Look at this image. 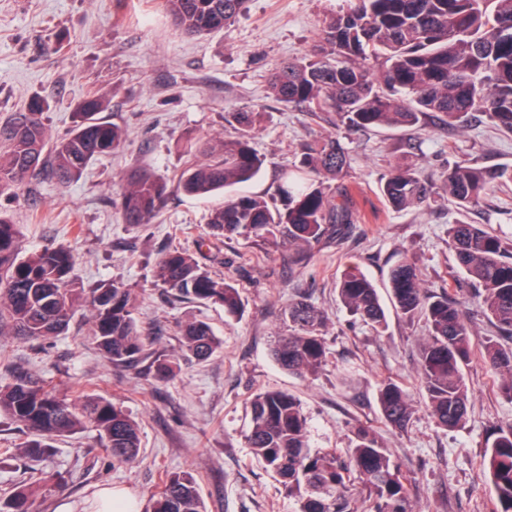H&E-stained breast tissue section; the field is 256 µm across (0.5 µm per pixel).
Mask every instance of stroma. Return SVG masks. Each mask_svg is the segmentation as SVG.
I'll use <instances>...</instances> for the list:
<instances>
[{"label":"stroma","instance_id":"obj_1","mask_svg":"<svg viewBox=\"0 0 512 512\" xmlns=\"http://www.w3.org/2000/svg\"><path fill=\"white\" fill-rule=\"evenodd\" d=\"M341 4L247 0L223 31L189 37L174 24L164 0H0V121L40 96L49 103L51 135L62 136L78 103L99 93L108 100L101 119L126 131L120 150L92 161L76 183L60 184L47 169L0 192V216L17 225L20 254L65 246L85 287L119 280L133 288L149 351L178 353L179 326L192 320L208 322L223 341L208 360L181 359L176 377L162 379L145 362L129 368L108 362L90 339L86 306L62 336H0V357L18 374L72 400L104 396L141 427L140 457L133 464L113 462L91 429L56 439L33 458L22 447L26 428L2 416L0 496L39 472L45 482L34 512H99L110 491L124 492L136 512H149L164 475L190 469L206 512H294L293 500L244 439L252 397L282 389L301 400L311 447L346 452L354 429L370 427L406 475L416 512H494L482 456L492 427L512 424V401L500 393L480 354L493 329L477 316L471 288L463 290L474 349L464 369L467 422L444 430L419 401L400 431L383 419L377 390L393 378L418 393L426 326L391 307L382 330L352 321L336 283L349 265H357L385 300L392 268L408 259L420 269L427 291L439 292L457 275L449 224H480L512 239L511 188L492 192L461 214L448 205L394 211L379 194L383 175L405 162L433 181L458 160L510 165L512 137L497 134L477 114L454 130L426 115L413 127L348 133L335 116L279 102L269 90L272 71L307 53ZM228 107L260 114L253 146L264 166L245 185L246 193L280 205L279 178L301 145L337 135L351 156L348 181L362 216L343 239L305 254L279 241L235 237L225 239L220 254L199 253L201 263L235 279L245 311L234 318L221 306L179 297L161 284L155 268L171 247L192 250L208 236V215L223 196L171 193L148 224L125 223L118 207L130 171L172 183L189 164L186 144L235 139L237 127L224 121ZM300 296L330 316L327 363L305 379L280 369L270 354L286 306Z\"/></svg>","mask_w":512,"mask_h":512}]
</instances>
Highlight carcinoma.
<instances>
[{
  "label": "carcinoma",
  "instance_id": "carcinoma-1",
  "mask_svg": "<svg viewBox=\"0 0 512 512\" xmlns=\"http://www.w3.org/2000/svg\"><path fill=\"white\" fill-rule=\"evenodd\" d=\"M347 8L331 17L320 44L281 65L270 90L286 105L338 116L349 131L414 126L419 117L438 113L450 127L480 112L490 128L512 135V0H344ZM246 0H165L176 24L187 34L202 36L221 30L241 12ZM102 95L89 97L74 112V128L50 141L44 122L47 101L29 100L0 124V191L52 169L62 182L80 178L94 159L112 154L125 140V130L104 122ZM258 113L229 109L224 121L239 126V136L220 147H199L203 160L182 173L174 185L147 174L130 176L120 198L127 224H148L167 195L181 192L207 196L224 192V203L208 218L212 239L198 248L220 251L224 238H280L291 247L312 250L328 238L340 239L358 220L345 184L350 160L337 137L314 139L301 146L298 160L285 171L278 195L285 208L246 193L227 191L253 180L263 160L252 147ZM512 185V165L487 168L467 160L448 165L441 183L423 178L408 165H397L382 178L380 194L394 210L427 207L438 200L465 212L484 196ZM448 244L458 267L476 289L477 314L494 328L482 355L500 378L501 392L512 398V240L478 224L448 225ZM76 258L67 248H44L18 257L17 225L0 217V326L15 334L49 340L63 334L79 307L92 311V338L103 357L115 366L133 367L147 356L143 331L135 316L132 290L114 281L85 288L74 275ZM158 277L182 296L224 307L228 317L244 311L232 279L200 265L194 254L173 248L157 263ZM391 300L407 319L420 316L428 326L421 349L420 386L427 409L446 429L467 419L469 388L464 367L471 359L470 332L460 305L450 292L428 293L414 262L404 260L390 273ZM338 296L354 319L377 329L386 313L377 288L358 267L340 277ZM288 333L276 337V363L300 378L318 373L327 352L324 332L330 318L309 299L288 304ZM180 351L205 360L222 348V340L204 321L182 326ZM155 373L172 378L176 360L158 355ZM384 420L407 428L412 398L399 381L378 386ZM247 446L276 477L296 512H413L406 478L375 433L359 426L352 448L342 456L334 449H314L300 399L285 390H264L249 404ZM0 414L23 425L31 439L30 454H40L51 440L93 427L116 463L139 455L138 423L110 400L87 395L67 400L22 376L0 385ZM483 467L494 493L496 512H512V425L491 432ZM34 491L19 485L0 497V512H32ZM151 512H206L197 479L190 471L166 475L153 495Z\"/></svg>",
  "mask_w": 512,
  "mask_h": 512
}]
</instances>
